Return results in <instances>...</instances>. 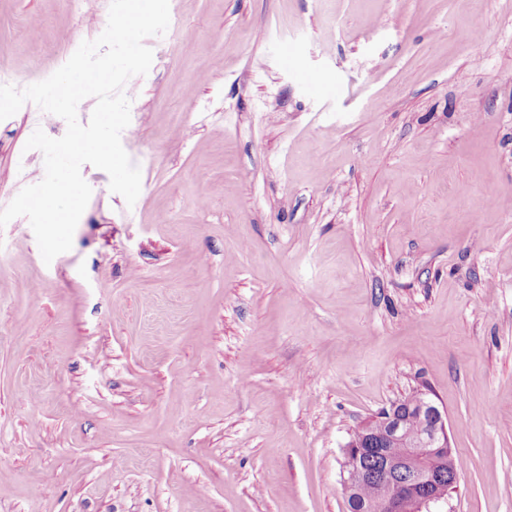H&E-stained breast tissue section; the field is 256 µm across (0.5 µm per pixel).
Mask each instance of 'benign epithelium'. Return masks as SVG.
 <instances>
[{
	"mask_svg": "<svg viewBox=\"0 0 512 512\" xmlns=\"http://www.w3.org/2000/svg\"><path fill=\"white\" fill-rule=\"evenodd\" d=\"M412 403L423 421L420 431L408 428L400 418V405L395 404L380 416L359 425L351 435L345 455L360 457L370 448H383L402 443L414 449L404 459L383 461L379 495L368 504V512H433L432 507L446 499L440 492L443 471L432 461H446L453 456L448 438V419L429 393L418 390ZM369 471L362 467L344 472L346 494L368 481Z\"/></svg>",
	"mask_w": 512,
	"mask_h": 512,
	"instance_id": "obj_1",
	"label": "benign epithelium"
}]
</instances>
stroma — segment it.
<instances>
[{"instance_id": "stroma-1", "label": "stroma", "mask_w": 512, "mask_h": 512, "mask_svg": "<svg viewBox=\"0 0 512 512\" xmlns=\"http://www.w3.org/2000/svg\"><path fill=\"white\" fill-rule=\"evenodd\" d=\"M105 9L0 0V84ZM145 44L134 206L86 164L70 251L0 229V512H348L351 432L423 386L443 512H512V0H170ZM38 129L0 121V210Z\"/></svg>"}]
</instances>
